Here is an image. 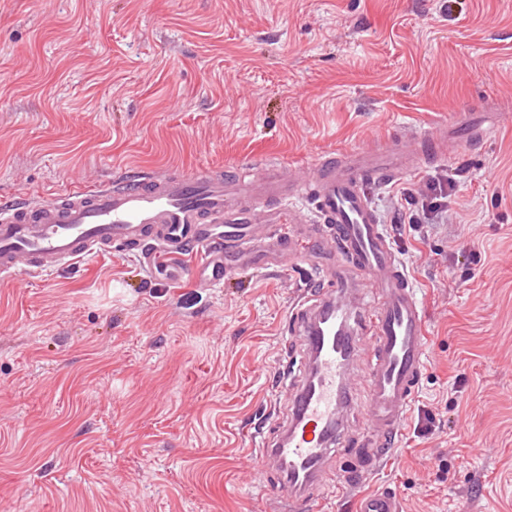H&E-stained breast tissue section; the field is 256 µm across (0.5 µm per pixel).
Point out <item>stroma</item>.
Returning a JSON list of instances; mask_svg holds the SVG:
<instances>
[{
	"instance_id": "obj_1",
	"label": "stroma",
	"mask_w": 512,
	"mask_h": 512,
	"mask_svg": "<svg viewBox=\"0 0 512 512\" xmlns=\"http://www.w3.org/2000/svg\"><path fill=\"white\" fill-rule=\"evenodd\" d=\"M442 5L0 0V198L248 160L307 180L324 151L494 107L480 148L369 189L386 223L398 188L458 172L447 223L396 246L437 429L406 424L366 486L402 512H512V0ZM309 273L302 251L200 286L115 251L0 280V512H267L254 438L286 405Z\"/></svg>"
}]
</instances>
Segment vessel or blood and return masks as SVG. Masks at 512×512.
Listing matches in <instances>:
<instances>
[{"mask_svg":"<svg viewBox=\"0 0 512 512\" xmlns=\"http://www.w3.org/2000/svg\"><path fill=\"white\" fill-rule=\"evenodd\" d=\"M487 133L486 124L463 112L444 137L415 133L325 154L306 181L277 164L246 162L226 175L154 172L75 183L49 197L4 199L0 277L52 273L119 247L136 253L147 271L164 256L170 279L191 270L215 286L240 267L279 266L303 241L317 268L292 314L300 359L287 386L288 418L261 440L275 474L265 493L280 512H319L354 410V361L368 335V431L342 478L359 491L357 512H401L396 494H364L360 487L409 419L426 368L425 315L368 188L481 143ZM301 197L310 200V213L294 207Z\"/></svg>","mask_w":512,"mask_h":512,"instance_id":"vessel-or-blood-1","label":"vessel or blood"}]
</instances>
